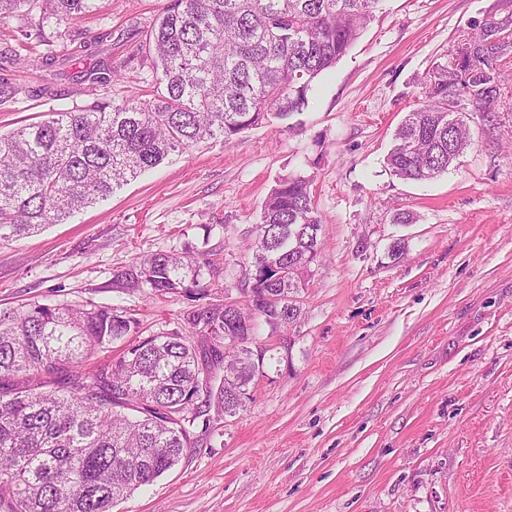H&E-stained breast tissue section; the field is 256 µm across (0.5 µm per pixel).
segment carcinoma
Segmentation results:
<instances>
[{
	"label": "carcinoma",
	"instance_id": "1",
	"mask_svg": "<svg viewBox=\"0 0 512 512\" xmlns=\"http://www.w3.org/2000/svg\"><path fill=\"white\" fill-rule=\"evenodd\" d=\"M32 0H0V22L20 15ZM36 28L97 10L98 0H50ZM380 0H169L147 32L157 86L151 101L102 97L84 109H62L0 134V241L64 224L75 212L110 196L176 151L205 140H229L274 117L302 114L313 82L352 47ZM509 22L487 17L463 38L461 59L432 70L425 98L397 128L386 163L403 180L424 181L448 172L472 144L469 111L512 108L503 91V67L512 46L486 47L485 32ZM322 228L310 182L289 174L267 196L248 244L265 269L249 295L293 297L295 279L272 280L268 264L286 267L293 253L310 265ZM215 268L203 251L153 254L118 274L121 288L200 300L184 314L189 334L148 336L115 360L73 376L67 391L23 387L0 394V512H111L117 501L151 484L195 447L190 426L205 406L224 408L257 373L249 351L231 342L207 350L197 336H248L264 321L280 328L297 317L259 299L251 327L238 321L249 308L224 312L203 302ZM139 323L110 308L31 303L0 311V378H46L78 368ZM237 368L223 381L213 369Z\"/></svg>",
	"mask_w": 512,
	"mask_h": 512
}]
</instances>
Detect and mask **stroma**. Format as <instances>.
<instances>
[{"label":"stroma","mask_w":512,"mask_h":512,"mask_svg":"<svg viewBox=\"0 0 512 512\" xmlns=\"http://www.w3.org/2000/svg\"><path fill=\"white\" fill-rule=\"evenodd\" d=\"M168 0H99L58 26L0 24V133L100 98L153 91L141 45ZM512 0H381L336 65L316 79L303 123L274 120L171 153L112 195L29 237L0 242V310L39 302L132 315L145 338L184 331L194 303L115 287L135 258L194 247L223 272L214 297L248 298L246 249L262 205L288 174L311 182L322 254L300 315L258 324L277 363L236 415L195 423L175 468L112 512H512V112L471 116L473 144L424 182L386 155L437 64L473 22ZM49 83L31 59L76 52ZM411 223H394L398 213ZM401 252H393V244Z\"/></svg>","instance_id":"obj_1"}]
</instances>
